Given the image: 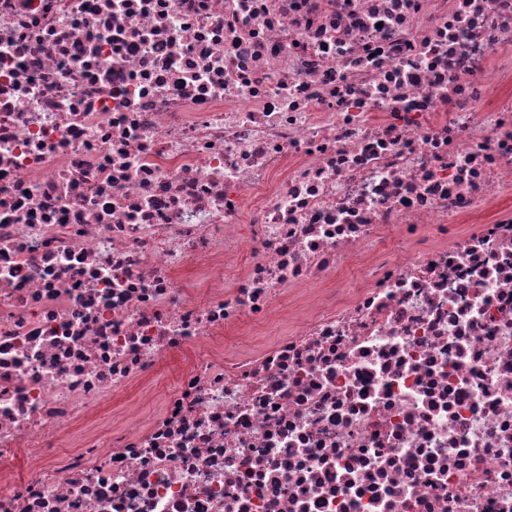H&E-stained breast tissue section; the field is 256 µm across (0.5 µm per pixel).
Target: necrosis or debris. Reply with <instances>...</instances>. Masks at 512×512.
Wrapping results in <instances>:
<instances>
[{
    "mask_svg": "<svg viewBox=\"0 0 512 512\" xmlns=\"http://www.w3.org/2000/svg\"><path fill=\"white\" fill-rule=\"evenodd\" d=\"M511 197L512 0H0V512H512Z\"/></svg>",
    "mask_w": 512,
    "mask_h": 512,
    "instance_id": "obj_1",
    "label": "necrosis or debris"
}]
</instances>
